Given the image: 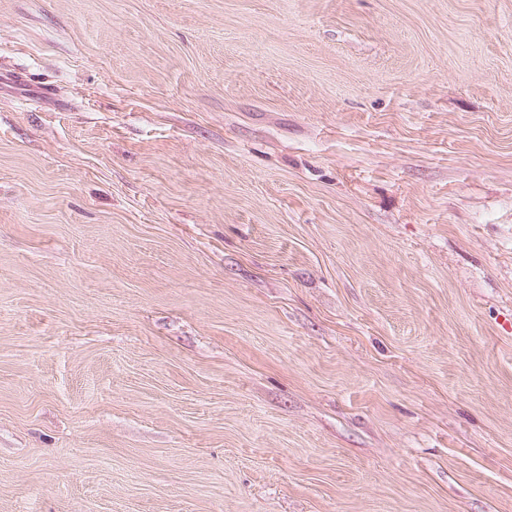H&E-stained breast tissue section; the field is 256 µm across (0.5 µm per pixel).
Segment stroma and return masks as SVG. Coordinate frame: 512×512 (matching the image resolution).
I'll return each instance as SVG.
<instances>
[{
	"mask_svg": "<svg viewBox=\"0 0 512 512\" xmlns=\"http://www.w3.org/2000/svg\"><path fill=\"white\" fill-rule=\"evenodd\" d=\"M0 512H512V0H0Z\"/></svg>",
	"mask_w": 512,
	"mask_h": 512,
	"instance_id": "35a3bbf8",
	"label": "stroma"
}]
</instances>
